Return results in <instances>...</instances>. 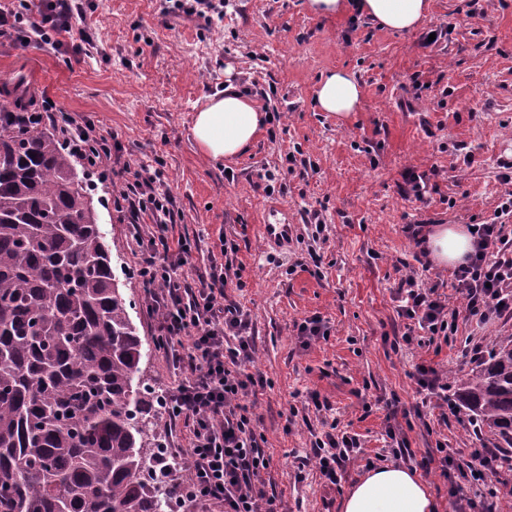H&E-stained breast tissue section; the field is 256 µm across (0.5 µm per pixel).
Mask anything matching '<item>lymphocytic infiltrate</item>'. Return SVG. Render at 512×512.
<instances>
[{
	"label": "lymphocytic infiltrate",
	"instance_id": "1",
	"mask_svg": "<svg viewBox=\"0 0 512 512\" xmlns=\"http://www.w3.org/2000/svg\"><path fill=\"white\" fill-rule=\"evenodd\" d=\"M28 6V0H21L19 6L0 9V37L58 48L61 35L72 29L70 0H46L37 17ZM9 119L21 128L51 123L71 155L102 175L111 173L113 145L94 123L77 122L52 105L43 112L13 113ZM120 176L113 205L120 220L133 228V272L147 289L146 309L154 329L182 375L162 399L169 422L183 423L188 430L187 447L164 451L165 458L189 463L191 478L179 499L207 512H278L275 495L256 484L267 455L258 421L244 399L265 381L248 371L255 357L252 321L226 292L240 272L228 258L211 264L196 285H188L178 269L192 247L169 235L178 214L160 173L127 164ZM511 219L512 198L501 205L496 221L475 225L474 252L454 272L464 312L451 309L435 286L420 285L409 274L399 283V315L426 335L443 337L453 334L462 313L480 326L512 320V235L505 231ZM357 452L356 438L344 433L316 440L313 455L321 476L335 485Z\"/></svg>",
	"mask_w": 512,
	"mask_h": 512
}]
</instances>
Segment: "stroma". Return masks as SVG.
<instances>
[{
	"label": "stroma",
	"instance_id": "1",
	"mask_svg": "<svg viewBox=\"0 0 512 512\" xmlns=\"http://www.w3.org/2000/svg\"><path fill=\"white\" fill-rule=\"evenodd\" d=\"M166 0H80L76 32L54 51L0 38V79L32 78L34 111L53 102L77 121L115 138L117 165L161 172L181 218L172 236L197 247L180 272L194 283L223 241L237 246L242 287L229 294L249 314L257 343L250 373L267 379L248 395L260 419L270 466L258 484L283 512H322L328 484L297 466L330 428L357 436L359 453L336 486L337 499L367 472L366 458L391 464L392 448L410 452L441 512L454 499L477 498L480 483L462 468L475 440L466 414L441 394L419 388L420 364L445 376L474 365L466 340L492 348L512 322L484 326L458 319L449 338H405L397 288L407 269L461 307L454 271L414 260L406 225L481 224L512 192V0H431L424 24L408 33L379 28L351 13L314 14L308 0H230L223 18L166 16ZM447 36L426 47L430 25ZM332 68L354 71L363 103L346 120L319 111L315 86ZM250 89L256 106L277 108L250 149L220 164L202 156L190 126L205 96L226 82ZM423 175L426 202L413 198L406 169ZM280 180L256 191L257 174ZM101 229L131 318L151 347L142 377L157 392L180 376L155 345L146 288L131 273L132 229L112 208L113 185L89 173ZM320 217L325 230L312 238ZM285 224L287 246H264L260 227ZM320 317L325 338L302 346L297 323ZM395 437H388V427ZM444 444L460 463L443 476L428 460Z\"/></svg>",
	"mask_w": 512,
	"mask_h": 512
}]
</instances>
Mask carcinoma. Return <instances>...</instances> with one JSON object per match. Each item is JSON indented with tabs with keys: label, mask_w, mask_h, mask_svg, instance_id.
Masks as SVG:
<instances>
[{
	"label": "carcinoma",
	"mask_w": 512,
	"mask_h": 512,
	"mask_svg": "<svg viewBox=\"0 0 512 512\" xmlns=\"http://www.w3.org/2000/svg\"><path fill=\"white\" fill-rule=\"evenodd\" d=\"M91 183L51 131L0 117V512H161L146 483L160 399ZM456 407L512 448V336L453 377Z\"/></svg>",
	"instance_id": "1"
}]
</instances>
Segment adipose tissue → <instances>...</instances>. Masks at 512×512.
I'll return each instance as SVG.
<instances>
[{"mask_svg": "<svg viewBox=\"0 0 512 512\" xmlns=\"http://www.w3.org/2000/svg\"><path fill=\"white\" fill-rule=\"evenodd\" d=\"M351 5L373 23L394 32L414 30L430 10V0H310L313 12L321 16L341 13ZM314 97L321 111L346 118L359 111L363 89L353 72L333 69L321 76ZM265 122V112L230 85L207 97L195 112L192 136L205 156L224 161L247 151ZM424 249L433 263L455 267L472 254L473 237L463 225L436 224L424 231ZM439 510V503L415 471L397 465L371 470L351 488L342 503V512Z\"/></svg>", "mask_w": 512, "mask_h": 512, "instance_id": "obj_1", "label": "adipose tissue"}]
</instances>
